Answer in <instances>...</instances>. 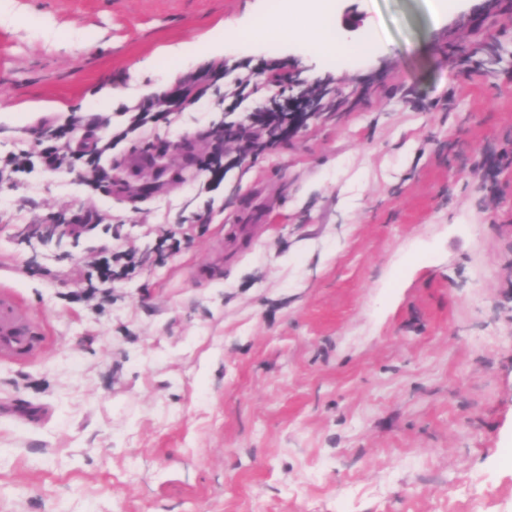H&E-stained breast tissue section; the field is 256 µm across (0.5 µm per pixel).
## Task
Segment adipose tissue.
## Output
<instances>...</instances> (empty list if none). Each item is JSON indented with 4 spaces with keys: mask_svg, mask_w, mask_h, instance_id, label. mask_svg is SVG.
<instances>
[{
    "mask_svg": "<svg viewBox=\"0 0 512 512\" xmlns=\"http://www.w3.org/2000/svg\"><path fill=\"white\" fill-rule=\"evenodd\" d=\"M331 8L330 0H317L315 10L303 14L296 10L293 0H284L279 13L256 21L239 39L269 47L299 41L311 54L333 58L337 69H345L353 61L364 58L367 48L348 45L332 32Z\"/></svg>",
    "mask_w": 512,
    "mask_h": 512,
    "instance_id": "ef3b65f1",
    "label": "adipose tissue"
}]
</instances>
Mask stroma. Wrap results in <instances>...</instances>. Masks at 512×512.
<instances>
[{
	"label": "stroma",
	"mask_w": 512,
	"mask_h": 512,
	"mask_svg": "<svg viewBox=\"0 0 512 512\" xmlns=\"http://www.w3.org/2000/svg\"><path fill=\"white\" fill-rule=\"evenodd\" d=\"M269 8L0 0L2 155L38 152L46 117L122 128L224 65L103 159L189 134L164 172L92 190L36 161L0 186V283L46 330L0 356V512H512V0H334L361 20L347 42L375 37L341 73L299 42L225 52ZM275 59L335 111L240 163L226 147L213 182L204 133L275 95ZM159 224L180 251L157 254ZM227 224L257 230L223 244ZM125 241L141 272L85 298L86 261Z\"/></svg>",
	"instance_id": "1"
}]
</instances>
